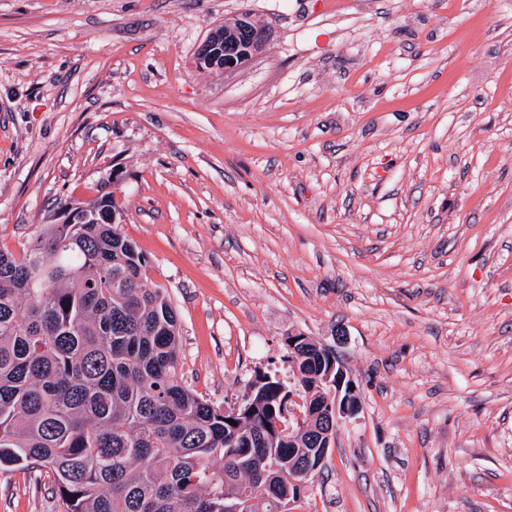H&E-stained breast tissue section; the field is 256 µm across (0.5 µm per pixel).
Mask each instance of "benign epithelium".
I'll return each mask as SVG.
<instances>
[{
	"mask_svg": "<svg viewBox=\"0 0 512 512\" xmlns=\"http://www.w3.org/2000/svg\"><path fill=\"white\" fill-rule=\"evenodd\" d=\"M239 31L249 44L248 51L257 55L265 50L269 42V28L257 22L250 12L236 17ZM321 352L329 356V368L321 372L310 389H303V413L297 426L277 427L288 434V489L300 488L305 480L324 463L332 437L340 424L355 417L361 402L357 387L347 377L342 364L329 355L314 338L303 333L288 334V359L293 364L298 379L304 378L302 367L306 366L309 352Z\"/></svg>",
	"mask_w": 512,
	"mask_h": 512,
	"instance_id": "7a95c632",
	"label": "benign epithelium"
}]
</instances>
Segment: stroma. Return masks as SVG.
Wrapping results in <instances>:
<instances>
[{
    "instance_id": "obj_1",
    "label": "stroma",
    "mask_w": 512,
    "mask_h": 512,
    "mask_svg": "<svg viewBox=\"0 0 512 512\" xmlns=\"http://www.w3.org/2000/svg\"><path fill=\"white\" fill-rule=\"evenodd\" d=\"M104 183L198 395L302 401L292 331L356 383L288 512H512V0H0V245ZM0 512L58 499L2 468ZM235 21L238 23L240 33L245 36V42L250 45L248 51L252 52L251 56L265 50L270 37L266 24L257 22V18L250 12L240 13Z\"/></svg>"
}]
</instances>
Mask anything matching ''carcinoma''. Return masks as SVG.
<instances>
[{
  "instance_id": "1",
  "label": "carcinoma",
  "mask_w": 512,
  "mask_h": 512,
  "mask_svg": "<svg viewBox=\"0 0 512 512\" xmlns=\"http://www.w3.org/2000/svg\"><path fill=\"white\" fill-rule=\"evenodd\" d=\"M57 208L75 223L0 247V467L46 475L61 512H281L289 392L262 378L236 415L200 398L114 192Z\"/></svg>"
}]
</instances>
